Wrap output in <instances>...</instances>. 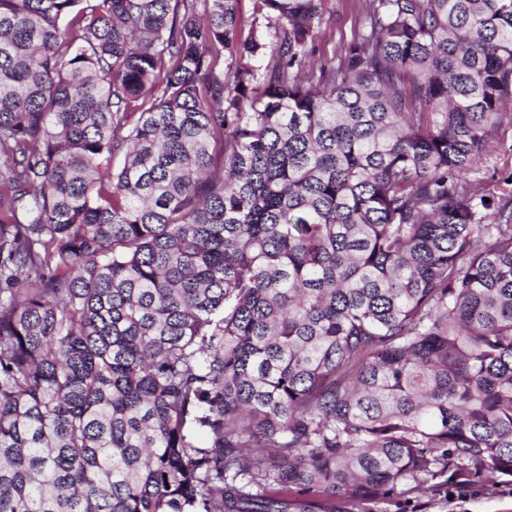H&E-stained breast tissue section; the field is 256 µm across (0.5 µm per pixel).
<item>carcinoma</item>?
<instances>
[{"label": "carcinoma", "instance_id": "obj_1", "mask_svg": "<svg viewBox=\"0 0 512 512\" xmlns=\"http://www.w3.org/2000/svg\"><path fill=\"white\" fill-rule=\"evenodd\" d=\"M0 0V512H337L512 479V0ZM258 2L256 0H240L239 10L244 20L243 36L247 37L249 31L253 29H265L267 21L263 15L257 11ZM371 0H321V22L309 59L300 73L304 80L316 81L323 63L344 60L362 28ZM505 168H511L512 170V156L501 154L486 157L480 161L475 168L476 171L468 175V180L475 182V179H477L483 183L489 180L496 171H501Z\"/></svg>", "mask_w": 512, "mask_h": 512}]
</instances>
